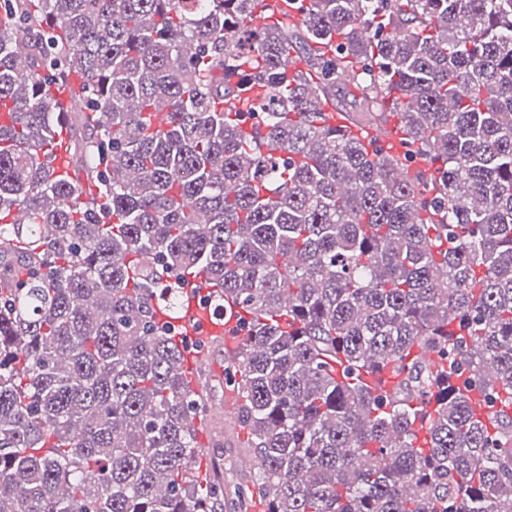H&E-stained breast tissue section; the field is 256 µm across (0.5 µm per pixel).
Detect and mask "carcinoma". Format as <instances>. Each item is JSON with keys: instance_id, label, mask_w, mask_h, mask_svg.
Masks as SVG:
<instances>
[{"instance_id": "1", "label": "carcinoma", "mask_w": 512, "mask_h": 512, "mask_svg": "<svg viewBox=\"0 0 512 512\" xmlns=\"http://www.w3.org/2000/svg\"><path fill=\"white\" fill-rule=\"evenodd\" d=\"M4 104L0 512H224L201 275L239 507L512 512V0H0ZM197 287L200 289L199 293L204 295L211 291L205 279H200L196 282ZM199 293H188L187 305L185 308L184 316L179 319L176 324L185 329L186 336H223L224 325H217L207 320H202L198 323V297ZM200 347L209 361V379L214 385L212 391L214 393L212 399V408L214 410L221 409L224 411V391L223 397L221 398L220 387L224 386V345L221 346H204L203 342L200 341ZM223 400V401H222ZM233 430L238 432L240 441H245L247 435L245 431L239 429L234 420L226 422L223 419L218 423L215 430L210 434V437L215 443V447L211 448L212 459H203L204 465L209 464L218 473L221 480H224V487L228 492V497H232V490L234 486L239 484H250V475L255 469V458L250 453L246 452L243 448H239L236 435H233Z\"/></svg>"}]
</instances>
